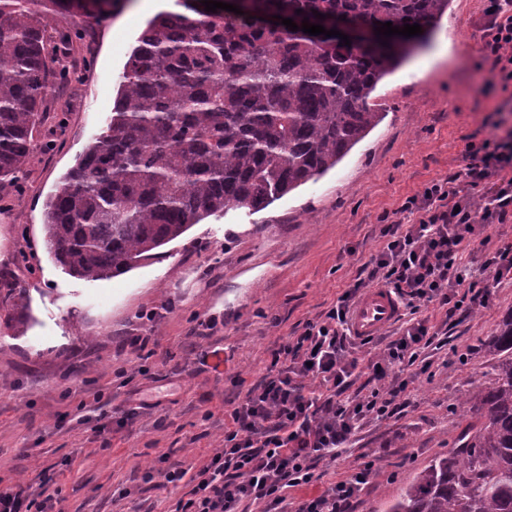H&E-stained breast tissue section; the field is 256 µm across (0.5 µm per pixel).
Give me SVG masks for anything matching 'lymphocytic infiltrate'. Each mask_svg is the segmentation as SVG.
<instances>
[{
	"instance_id": "f902f5d3",
	"label": "lymphocytic infiltrate",
	"mask_w": 512,
	"mask_h": 512,
	"mask_svg": "<svg viewBox=\"0 0 512 512\" xmlns=\"http://www.w3.org/2000/svg\"><path fill=\"white\" fill-rule=\"evenodd\" d=\"M484 54L500 80L512 83V0H486ZM473 166L448 175L410 197L402 209L413 223L386 221L384 245L318 320L274 350L260 380L224 413V445L187 475L179 463L152 467L148 482L183 487L174 512H356L378 469L356 465L341 479L324 480L320 465L336 461L363 423L402 414L410 404V368L426 372L431 353L463 319L488 306V281L512 279V246L487 252L479 269L460 250L488 227L512 218V132L472 142ZM374 287L392 289L411 316L378 347L366 369L352 351L347 315ZM437 303L440 326L417 318L419 303ZM57 472L46 468L38 486L0 489V512H57L51 493ZM300 491L289 500V491Z\"/></svg>"
}]
</instances>
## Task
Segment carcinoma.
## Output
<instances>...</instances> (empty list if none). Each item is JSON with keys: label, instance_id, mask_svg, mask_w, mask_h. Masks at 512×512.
<instances>
[{"label": "carcinoma", "instance_id": "carcinoma-1", "mask_svg": "<svg viewBox=\"0 0 512 512\" xmlns=\"http://www.w3.org/2000/svg\"><path fill=\"white\" fill-rule=\"evenodd\" d=\"M449 0H245L243 14L155 16L138 38L112 115L45 203L48 253L69 275L125 274L230 208L258 211L336 165L384 119L378 84L426 45ZM302 13H296V10ZM81 0H0V183L17 182L34 147L49 79L67 82L80 29L47 35L46 16ZM325 15L318 19L313 11ZM297 26L417 23L422 34L346 46ZM25 327L29 301L0 288ZM485 346L493 380L469 394L475 419L388 512H512V314Z\"/></svg>", "mask_w": 512, "mask_h": 512}]
</instances>
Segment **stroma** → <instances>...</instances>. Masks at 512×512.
Here are the masks:
<instances>
[{"instance_id":"35a3bbf8","label":"stroma","mask_w":512,"mask_h":512,"mask_svg":"<svg viewBox=\"0 0 512 512\" xmlns=\"http://www.w3.org/2000/svg\"><path fill=\"white\" fill-rule=\"evenodd\" d=\"M485 0H450L428 46L377 87L384 120L325 175L260 211L232 208L193 225L132 271L88 281L47 253L43 205L61 176L105 129L118 78L163 0H113L107 14L49 13L50 32L81 28L77 74L48 96L39 145L16 184H0V275L31 305L19 331L0 310V482H56L63 512H171L177 491L141 485L171 455L195 473L224 444V411L266 371L271 353L328 310L379 251L383 215L433 181L468 166L469 142L512 128V84L484 59ZM512 313V280L467 316L416 376L399 417L359 429L327 470L358 458L378 474L358 512H386L470 419L463 401L494 363L484 342ZM150 337L148 377L134 376L133 341ZM221 349L223 363L209 355ZM132 382H125V374ZM159 400L133 424L114 410L131 397Z\"/></svg>"}]
</instances>
